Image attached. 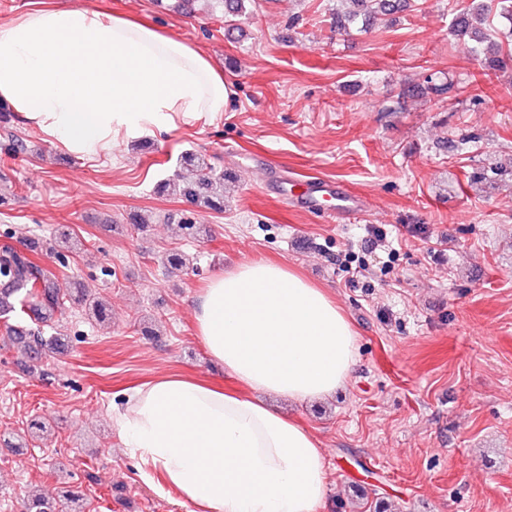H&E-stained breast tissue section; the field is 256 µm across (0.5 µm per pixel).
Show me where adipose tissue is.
Here are the masks:
<instances>
[{
	"label": "adipose tissue",
	"instance_id": "1",
	"mask_svg": "<svg viewBox=\"0 0 512 512\" xmlns=\"http://www.w3.org/2000/svg\"><path fill=\"white\" fill-rule=\"evenodd\" d=\"M230 91L199 49L101 10L48 8L0 23V100L69 152L221 117ZM209 357L250 396L179 373L130 389L112 424L198 512H324L329 471L313 435L257 400L336 391L356 332L328 293L266 258L212 278L194 309Z\"/></svg>",
	"mask_w": 512,
	"mask_h": 512
}]
</instances>
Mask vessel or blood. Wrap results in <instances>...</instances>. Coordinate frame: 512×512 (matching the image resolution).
Instances as JSON below:
<instances>
[{
	"label": "vessel or blood",
	"mask_w": 512,
	"mask_h": 512,
	"mask_svg": "<svg viewBox=\"0 0 512 512\" xmlns=\"http://www.w3.org/2000/svg\"><path fill=\"white\" fill-rule=\"evenodd\" d=\"M286 197L293 207L330 222L339 218L355 220L369 211L363 199L348 192L340 183L324 179L308 183L303 191L287 192Z\"/></svg>",
	"instance_id": "obj_1"
}]
</instances>
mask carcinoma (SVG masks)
<instances>
[{
    "mask_svg": "<svg viewBox=\"0 0 512 512\" xmlns=\"http://www.w3.org/2000/svg\"><path fill=\"white\" fill-rule=\"evenodd\" d=\"M359 7V15L368 21L375 16L388 15L403 10L407 0H352ZM450 30L457 36H467L475 42L472 49L473 62L486 71H499L512 61V46L503 48L499 43L487 40L473 22L486 24L487 19L499 16L512 26V0H470L460 9H450ZM451 85L434 76H423V82L413 86L411 91L433 94L441 97L450 93ZM180 165L195 172V180L187 183L183 194L194 205L213 210H224V182L232 175L217 172L211 167L206 156L187 153L180 159ZM505 175V170L491 163L470 176V180L491 181ZM34 249L21 251L4 244L0 246V319L6 323L7 332L14 342L30 358L39 360L47 351L58 345L63 336L61 329L56 335L47 334L46 327L53 316L70 302L85 307L95 315H102L99 301L89 298L76 289L64 294L51 286L50 272L32 258ZM82 499L80 491L66 495L65 501H58L43 494H27L21 501V512H67L65 503Z\"/></svg>",
    "mask_w": 512,
    "mask_h": 512,
    "instance_id": "obj_1",
    "label": "carcinoma"
}]
</instances>
